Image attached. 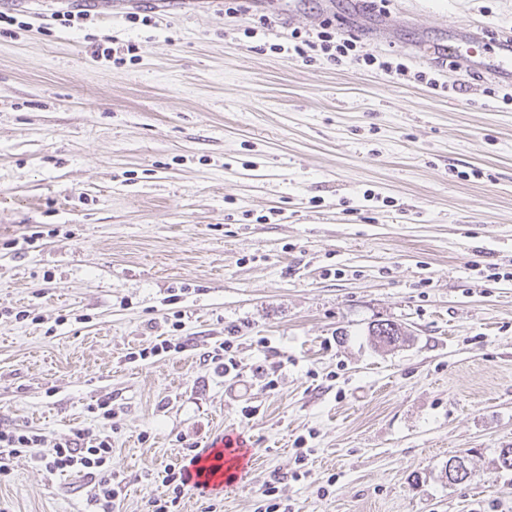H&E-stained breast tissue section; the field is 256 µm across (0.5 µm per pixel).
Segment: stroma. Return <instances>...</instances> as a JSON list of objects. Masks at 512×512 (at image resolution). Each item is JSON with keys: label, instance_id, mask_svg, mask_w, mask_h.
I'll use <instances>...</instances> for the list:
<instances>
[{"label": "stroma", "instance_id": "stroma-1", "mask_svg": "<svg viewBox=\"0 0 512 512\" xmlns=\"http://www.w3.org/2000/svg\"><path fill=\"white\" fill-rule=\"evenodd\" d=\"M72 3L0 0V428L71 438L108 403L118 512L232 429L246 479L178 512H259L269 484L288 512H512V104L414 51L512 33V0H137L146 26L99 0L55 24ZM328 20L408 72L271 51ZM115 42L130 59L94 56ZM385 320L409 342L375 347ZM161 337L185 351L127 360ZM228 337L235 377L204 360ZM10 468L0 512H91L87 479ZM84 4L77 10L66 8L65 10H57L52 14L54 21H59L64 27H74L75 23L83 22L91 17V12L95 10V0H83Z\"/></svg>", "mask_w": 512, "mask_h": 512}]
</instances>
